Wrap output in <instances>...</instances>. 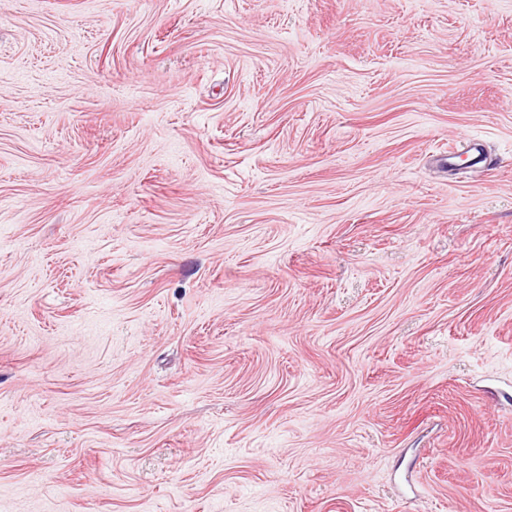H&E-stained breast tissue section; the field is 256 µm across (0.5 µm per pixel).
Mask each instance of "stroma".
I'll use <instances>...</instances> for the list:
<instances>
[{"label":"stroma","instance_id":"obj_1","mask_svg":"<svg viewBox=\"0 0 512 512\" xmlns=\"http://www.w3.org/2000/svg\"><path fill=\"white\" fill-rule=\"evenodd\" d=\"M0 502L512 512V0H0Z\"/></svg>","mask_w":512,"mask_h":512}]
</instances>
